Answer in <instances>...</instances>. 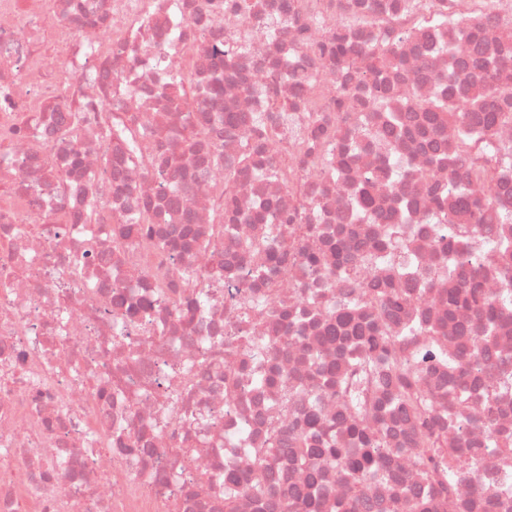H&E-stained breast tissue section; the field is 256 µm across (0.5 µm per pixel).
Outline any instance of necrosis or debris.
<instances>
[{
    "instance_id": "1",
    "label": "necrosis or debris",
    "mask_w": 512,
    "mask_h": 512,
    "mask_svg": "<svg viewBox=\"0 0 512 512\" xmlns=\"http://www.w3.org/2000/svg\"><path fill=\"white\" fill-rule=\"evenodd\" d=\"M251 2L0 0V512H224L229 492L234 512H275L314 481L316 512H417L427 498L431 512H512V253L479 276L497 330L460 366L476 323L448 317L456 227L428 219L459 210L448 183L461 179L469 200L512 212V173L490 188L435 164L452 128L419 130L409 113L396 128L367 113L369 135L330 156L312 127L341 83L321 38L343 32L359 59L396 51L364 92L460 104L482 67L512 63V0L480 10L475 41L435 20L437 4L459 15L475 0ZM451 67L460 81L439 83ZM200 80L219 91L196 103ZM106 109L128 138L105 133ZM159 123L165 137L140 148ZM189 131L223 163L185 149ZM368 182L375 204L352 220ZM146 211L171 245L129 234ZM345 298L354 317L324 343ZM379 331L395 345L374 366L362 354ZM396 365L417 370L424 415L396 401ZM357 370L360 418L344 398ZM313 413L343 451L350 427L376 432L384 479L356 490L339 457L284 455ZM427 433L462 464L420 461Z\"/></svg>"
}]
</instances>
